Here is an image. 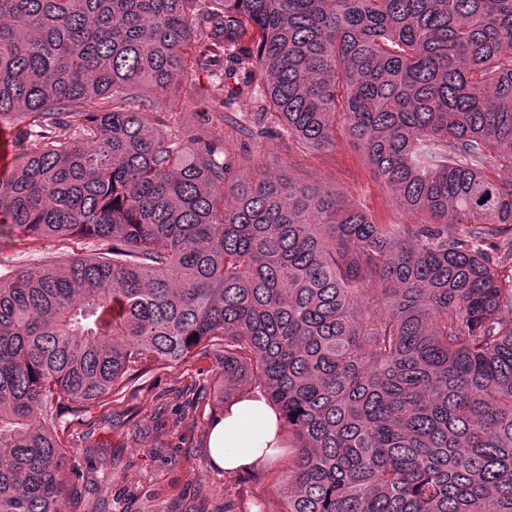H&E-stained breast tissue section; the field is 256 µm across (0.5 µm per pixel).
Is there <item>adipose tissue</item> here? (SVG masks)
I'll list each match as a JSON object with an SVG mask.
<instances>
[{
    "label": "adipose tissue",
    "instance_id": "obj_1",
    "mask_svg": "<svg viewBox=\"0 0 512 512\" xmlns=\"http://www.w3.org/2000/svg\"><path fill=\"white\" fill-rule=\"evenodd\" d=\"M279 416L263 395L244 399L215 418L209 435L214 464L227 471L246 470L279 452Z\"/></svg>",
    "mask_w": 512,
    "mask_h": 512
}]
</instances>
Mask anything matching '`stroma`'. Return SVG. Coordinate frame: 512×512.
Segmentation results:
<instances>
[{
  "instance_id": "1",
  "label": "stroma",
  "mask_w": 512,
  "mask_h": 512,
  "mask_svg": "<svg viewBox=\"0 0 512 512\" xmlns=\"http://www.w3.org/2000/svg\"><path fill=\"white\" fill-rule=\"evenodd\" d=\"M178 82L182 97L175 111L203 134L223 138L238 177L252 176L259 166L273 176L291 173L339 191L343 205L363 207L375 223H407L344 119L336 121L333 150L304 153L276 134L255 133L248 107L221 108L223 84L191 74ZM92 251V243L83 238L31 239L17 229L5 231L0 233V275ZM222 353L218 345L201 361L153 369L106 405L79 413L61 408L58 429L81 447L75 465L86 476L77 485L80 505L64 504L62 512H90L96 499L88 484L92 478L108 485L109 512H278L280 498L271 473L281 469V461L269 462V478L256 481L244 471L225 473L209 456L214 413L197 405L196 398L212 393Z\"/></svg>"
}]
</instances>
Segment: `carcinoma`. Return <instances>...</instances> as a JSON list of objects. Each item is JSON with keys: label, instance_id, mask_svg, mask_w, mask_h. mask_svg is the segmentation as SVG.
Listing matches in <instances>:
<instances>
[{"label": "carcinoma", "instance_id": "carcinoma-1", "mask_svg": "<svg viewBox=\"0 0 512 512\" xmlns=\"http://www.w3.org/2000/svg\"><path fill=\"white\" fill-rule=\"evenodd\" d=\"M188 70L302 152L342 114L413 223L237 179L151 98ZM7 127L0 226L98 252L0 277V512L74 493L54 404L216 338L213 406L261 392L296 449L281 512H512V0H0Z\"/></svg>", "mask_w": 512, "mask_h": 512}]
</instances>
